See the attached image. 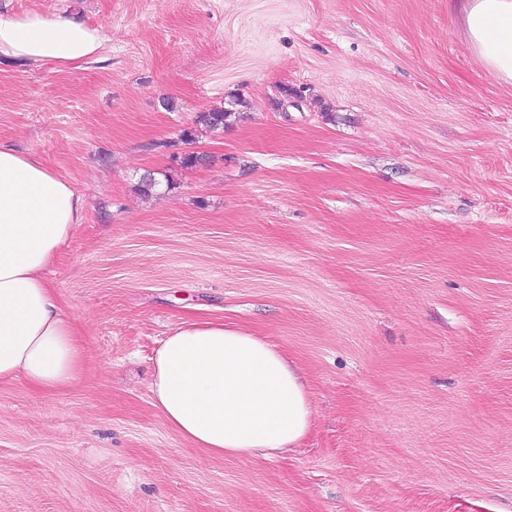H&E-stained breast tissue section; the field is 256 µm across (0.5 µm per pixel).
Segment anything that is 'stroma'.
<instances>
[{"instance_id":"obj_1","label":"stroma","mask_w":512,"mask_h":512,"mask_svg":"<svg viewBox=\"0 0 512 512\" xmlns=\"http://www.w3.org/2000/svg\"><path fill=\"white\" fill-rule=\"evenodd\" d=\"M31 11L105 36L0 61V140L87 201L47 276L89 342L65 392L0 383V512H512V84L452 0H0ZM209 319L305 374L293 453L211 456L154 407Z\"/></svg>"}]
</instances>
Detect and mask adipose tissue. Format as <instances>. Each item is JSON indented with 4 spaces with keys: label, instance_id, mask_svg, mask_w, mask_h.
Listing matches in <instances>:
<instances>
[{
    "label": "adipose tissue",
    "instance_id": "adipose-tissue-1",
    "mask_svg": "<svg viewBox=\"0 0 512 512\" xmlns=\"http://www.w3.org/2000/svg\"><path fill=\"white\" fill-rule=\"evenodd\" d=\"M468 43L512 83V0H461ZM100 28L39 12L0 16V58L69 67L99 59ZM86 201L43 161L0 141V382L53 393L83 375L85 340L46 272ZM151 391L168 426L210 455L291 452L312 420L306 384L272 343L220 320L188 321L154 358Z\"/></svg>",
    "mask_w": 512,
    "mask_h": 512
}]
</instances>
